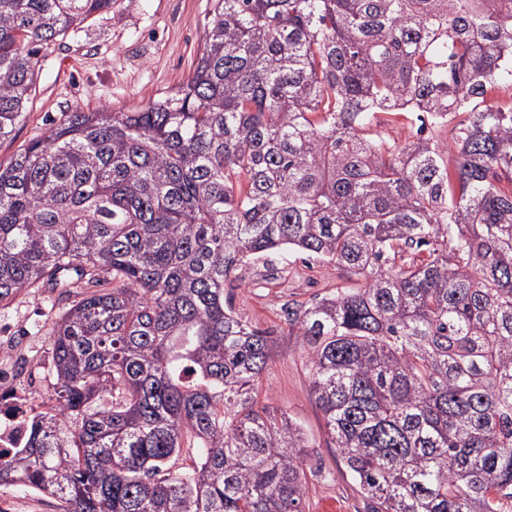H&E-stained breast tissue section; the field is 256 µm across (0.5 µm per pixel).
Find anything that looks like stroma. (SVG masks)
<instances>
[{
	"mask_svg": "<svg viewBox=\"0 0 512 512\" xmlns=\"http://www.w3.org/2000/svg\"><path fill=\"white\" fill-rule=\"evenodd\" d=\"M212 7V0H116L111 13L43 46L36 90L12 136L0 141V163H8L69 112L143 107L177 90L195 68ZM242 275V285L230 290L236 312L278 335L277 352L259 382V399L301 424L314 444L304 512H362L361 498L329 446L311 394L307 359L282 312L287 304L357 287V279L334 265L296 256L285 267L276 254L251 264ZM61 312L56 293L45 288L30 289L0 306V363L25 361L26 371L14 375L9 388L32 412L53 404L48 330Z\"/></svg>",
	"mask_w": 512,
	"mask_h": 512,
	"instance_id": "stroma-1",
	"label": "stroma"
}]
</instances>
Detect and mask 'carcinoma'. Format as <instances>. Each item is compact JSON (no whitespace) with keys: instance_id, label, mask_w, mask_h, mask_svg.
Masks as SVG:
<instances>
[{"instance_id":"cac0c4a2","label":"carcinoma","mask_w":512,"mask_h":512,"mask_svg":"<svg viewBox=\"0 0 512 512\" xmlns=\"http://www.w3.org/2000/svg\"><path fill=\"white\" fill-rule=\"evenodd\" d=\"M115 0H0V140L42 45ZM512 0H215L192 75L0 164V304L59 290L56 405L0 486L60 512H302L312 443L224 288L279 252L359 288L284 310L365 512L512 500ZM419 122L400 141L394 127ZM199 462L173 468L186 439Z\"/></svg>"}]
</instances>
